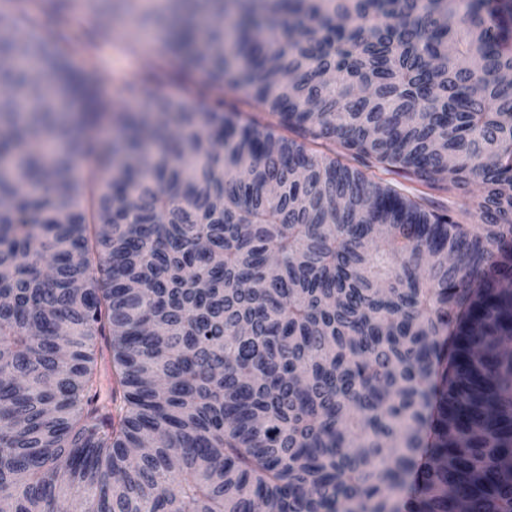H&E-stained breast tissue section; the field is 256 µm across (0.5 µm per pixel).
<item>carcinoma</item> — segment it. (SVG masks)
I'll use <instances>...</instances> for the list:
<instances>
[{"mask_svg": "<svg viewBox=\"0 0 512 512\" xmlns=\"http://www.w3.org/2000/svg\"><path fill=\"white\" fill-rule=\"evenodd\" d=\"M101 2L0 11V512H512V0ZM101 57V88L105 96L117 106L137 108L139 103L125 99L124 90L113 82V75L121 74L128 79L138 78L155 62V54L137 47L135 52H124L110 43H103L99 49Z\"/></svg>", "mask_w": 512, "mask_h": 512, "instance_id": "1", "label": "carcinoma"}]
</instances>
